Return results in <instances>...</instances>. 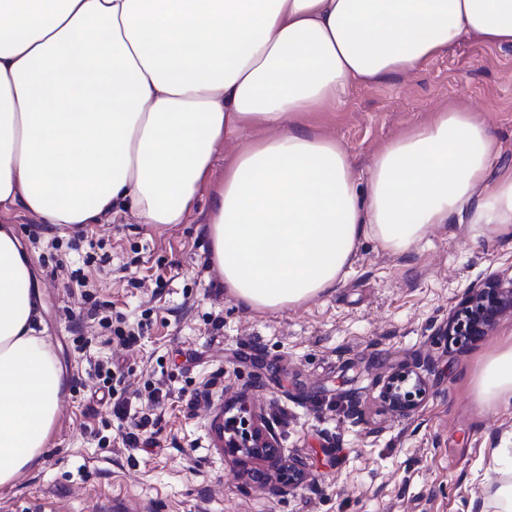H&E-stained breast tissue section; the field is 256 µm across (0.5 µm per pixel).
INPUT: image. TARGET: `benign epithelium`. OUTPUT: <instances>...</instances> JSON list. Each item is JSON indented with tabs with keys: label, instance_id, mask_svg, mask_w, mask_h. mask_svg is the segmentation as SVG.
Returning <instances> with one entry per match:
<instances>
[{
	"label": "benign epithelium",
	"instance_id": "7a95c632",
	"mask_svg": "<svg viewBox=\"0 0 512 512\" xmlns=\"http://www.w3.org/2000/svg\"><path fill=\"white\" fill-rule=\"evenodd\" d=\"M471 304L478 306L479 318L472 335L480 339L498 325L505 313L512 310V277L499 275L492 281L467 291L451 310L448 326L443 331L449 332L459 312ZM426 392L425 378L419 372L414 375L404 371L393 372L382 386L385 401L395 412L402 415L417 409L419 400ZM240 420L239 427L233 430L224 429V433L228 434L224 439V454L260 461L276 458L278 444L267 422L252 413L241 416ZM278 480L291 489L305 481L306 475L298 465L290 463L278 471Z\"/></svg>",
	"mask_w": 512,
	"mask_h": 512
}]
</instances>
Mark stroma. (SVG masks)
<instances>
[{"label":"stroma","mask_w":512,"mask_h":512,"mask_svg":"<svg viewBox=\"0 0 512 512\" xmlns=\"http://www.w3.org/2000/svg\"><path fill=\"white\" fill-rule=\"evenodd\" d=\"M445 105L479 112L501 163H512L511 47L460 41L413 75L349 87L307 121L336 136L363 176L380 145ZM240 145L231 139L216 154L186 223L142 224L127 212L85 225L104 270L84 288L63 260L73 231L50 225L34 243L25 227L40 216L0 209V226L19 238L34 272L64 377L44 451L0 486V512H23L36 496L64 512H92L103 496L112 512H480L507 481L494 458L512 451V400L477 404L471 377L498 333L512 330V313L465 347L439 328L469 288L512 268V238L456 224L395 256L364 237L332 292L281 311L248 309L225 291L206 231L211 196ZM86 292L113 315L144 321L133 349L106 342L94 321L73 331L70 312ZM91 354L112 361L129 390H167L158 448L123 446L110 407L91 397ZM425 361L426 398L410 414L393 412L383 378ZM216 397L262 414L278 439L276 460L208 447ZM287 462L308 476L289 490L273 477ZM256 467L270 480L252 479Z\"/></svg>","instance_id":"35a3bbf8"}]
</instances>
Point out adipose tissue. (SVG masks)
Returning <instances> with one entry per match:
<instances>
[{
    "label": "adipose tissue",
    "instance_id": "1",
    "mask_svg": "<svg viewBox=\"0 0 512 512\" xmlns=\"http://www.w3.org/2000/svg\"><path fill=\"white\" fill-rule=\"evenodd\" d=\"M464 37L512 46V0H0V209L60 228L124 209L181 224L225 138L261 129L225 170L207 226L224 286L248 308L327 293L363 237L405 256L446 224L512 235V165L472 110L390 140L363 180L303 120ZM33 296L1 228V486L42 454L60 400ZM472 389L482 405L512 398V333Z\"/></svg>",
    "mask_w": 512,
    "mask_h": 512
}]
</instances>
